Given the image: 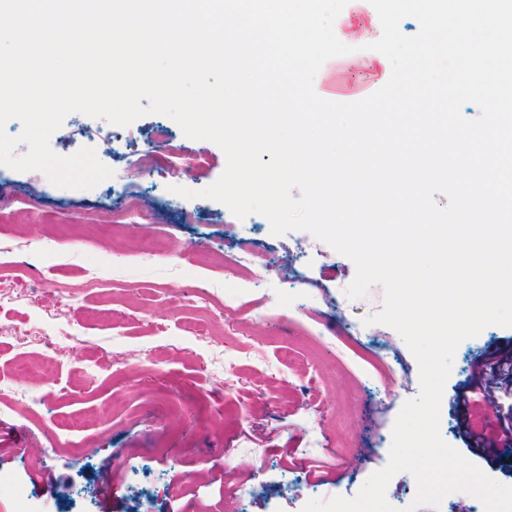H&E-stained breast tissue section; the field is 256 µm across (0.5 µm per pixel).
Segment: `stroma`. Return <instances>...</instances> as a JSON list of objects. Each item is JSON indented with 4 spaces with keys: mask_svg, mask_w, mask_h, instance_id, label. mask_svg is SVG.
Segmentation results:
<instances>
[{
    "mask_svg": "<svg viewBox=\"0 0 512 512\" xmlns=\"http://www.w3.org/2000/svg\"><path fill=\"white\" fill-rule=\"evenodd\" d=\"M376 57L342 56V82L383 86L388 74L365 68ZM159 128L161 151L205 154L207 167L117 163L112 178L71 189L0 166V512H127L135 491L145 495L141 512H164L181 471L185 512H302L314 498L355 497L386 466L395 419L420 392L402 338L364 322L381 310L382 287L349 299L355 265L325 242L305 231L276 236L262 215L241 220L219 202L175 194L213 184L226 157L170 118L148 115L119 130L128 158ZM112 129L73 112L50 145L61 155L91 147L103 159L110 143L89 133ZM127 198L140 217L100 237L96 223ZM144 238L155 254L140 253ZM233 241L255 243L264 261L234 262ZM351 321L364 328L357 355L345 357L336 342ZM385 336L406 379L401 390L365 360ZM228 351L236 369L227 374L216 364ZM491 352L512 354V327L461 342L447 386ZM316 423L332 484L306 476ZM285 452L295 461L288 470ZM109 466L122 480L105 501ZM35 470L68 477L66 491L31 482Z\"/></svg>",
    "mask_w": 512,
    "mask_h": 512,
    "instance_id": "35a3bbf8",
    "label": "stroma"
}]
</instances>
